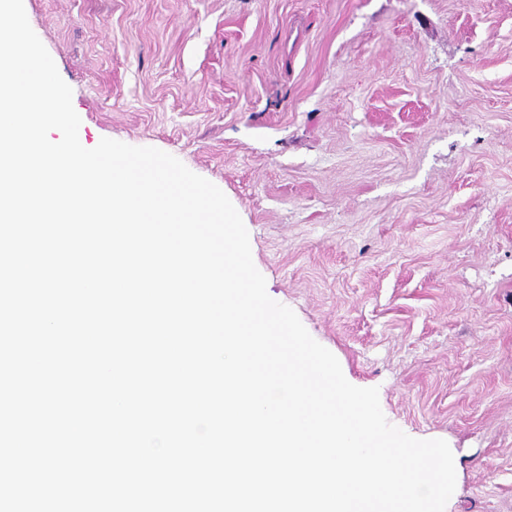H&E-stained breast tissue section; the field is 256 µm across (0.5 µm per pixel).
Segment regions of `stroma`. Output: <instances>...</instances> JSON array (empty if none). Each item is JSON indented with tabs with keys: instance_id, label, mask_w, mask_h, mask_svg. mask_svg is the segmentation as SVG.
<instances>
[{
	"instance_id": "1",
	"label": "stroma",
	"mask_w": 512,
	"mask_h": 512,
	"mask_svg": "<svg viewBox=\"0 0 512 512\" xmlns=\"http://www.w3.org/2000/svg\"><path fill=\"white\" fill-rule=\"evenodd\" d=\"M84 147L218 186L267 292L512 512V0H24Z\"/></svg>"
}]
</instances>
